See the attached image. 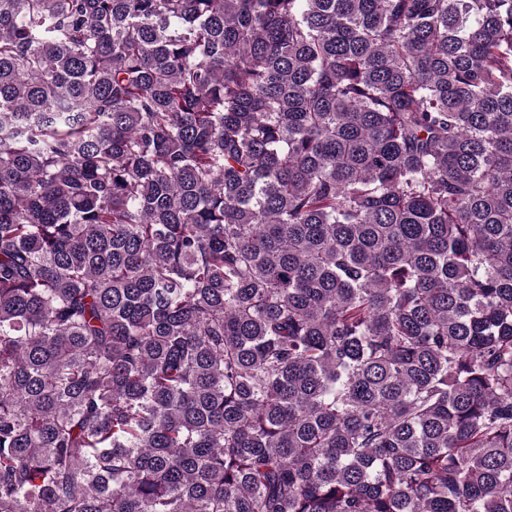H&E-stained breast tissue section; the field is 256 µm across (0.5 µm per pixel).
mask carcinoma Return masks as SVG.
I'll return each instance as SVG.
<instances>
[{
  "label": "carcinoma",
  "mask_w": 512,
  "mask_h": 512,
  "mask_svg": "<svg viewBox=\"0 0 512 512\" xmlns=\"http://www.w3.org/2000/svg\"><path fill=\"white\" fill-rule=\"evenodd\" d=\"M0 512H512V0H0Z\"/></svg>",
  "instance_id": "obj_1"
}]
</instances>
